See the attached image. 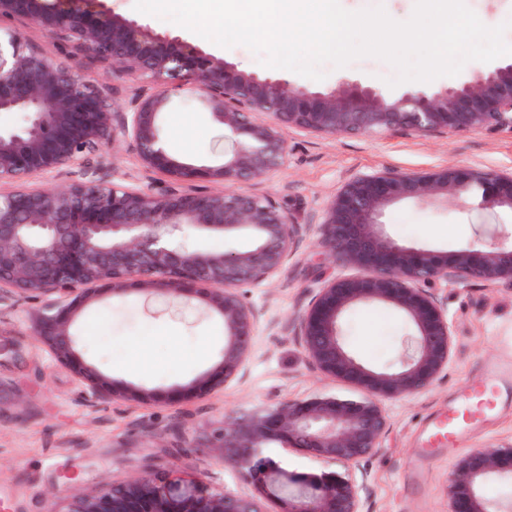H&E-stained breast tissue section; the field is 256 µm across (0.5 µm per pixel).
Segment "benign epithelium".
Wrapping results in <instances>:
<instances>
[{
  "label": "benign epithelium",
  "instance_id": "7a95c632",
  "mask_svg": "<svg viewBox=\"0 0 512 512\" xmlns=\"http://www.w3.org/2000/svg\"><path fill=\"white\" fill-rule=\"evenodd\" d=\"M20 16L43 26L68 49L70 62L47 54L18 29L0 28V113L25 112L24 126L0 128V306L31 300L28 338L69 368L90 404L148 406L155 390L110 379L78 358V323L105 295L131 287L146 297L186 299L220 319L224 344L213 369L183 389L184 397L219 392L241 378L254 348L261 311L240 289L272 279L295 253L299 225L273 197L237 189L282 168L283 128L324 136L406 128L420 134L512 129V59L480 68L451 86H411L389 94L343 78L312 88L262 77L207 54L190 42L154 33L109 8L105 0H0V19ZM106 63L112 80L144 76L154 85L129 109L111 105L97 77L75 62ZM190 85L230 142L221 163L197 165L171 156L162 120L172 91ZM135 145L138 164L165 177L155 192L104 184L89 176V155ZM76 176L58 187L38 176ZM221 186L202 190L193 182ZM512 210V174L443 167L424 173L359 175L325 205L319 244L360 276L325 282L298 318L295 340L309 362L354 393H318L240 414L213 436L217 459L243 474L250 494L215 492L201 479L146 466L134 477L73 495L45 512H371L362 496V462L388 430L384 402L429 389L448 369L454 326L426 284L472 279L512 283V241L481 250L468 243L438 255L402 245L385 230L388 207L450 198ZM197 233L246 235L243 251L214 253L192 244ZM364 304L388 306L408 320L411 348L395 370H373L343 344L345 315ZM299 448L343 471L288 472L268 455ZM512 479V441L466 455L450 478L449 512H496L483 492Z\"/></svg>",
  "mask_w": 512,
  "mask_h": 512
}]
</instances>
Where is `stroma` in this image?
Masks as SVG:
<instances>
[{
  "instance_id": "obj_1",
  "label": "stroma",
  "mask_w": 512,
  "mask_h": 512,
  "mask_svg": "<svg viewBox=\"0 0 512 512\" xmlns=\"http://www.w3.org/2000/svg\"><path fill=\"white\" fill-rule=\"evenodd\" d=\"M120 14L154 32L182 37L239 69L270 75L258 54L246 47H219L195 33L135 10L134 0H108ZM326 82L345 76L385 84L395 69L364 57L345 67L323 64ZM167 113L168 152L215 164L224 149V129L190 88L175 91ZM286 165L245 191L269 195L300 224L296 253L271 280L243 288L245 301L263 317L243 378L223 391L183 399L180 390L211 369L222 345L221 322L204 309H168L146 303L138 292L120 302L102 300L89 309L79 330V354L116 381L163 391L151 406L124 403L90 406L72 372L42 349L30 347L28 364L0 368V512H43L45 501L65 484L78 495L137 475L143 466L202 478L214 490L248 494L252 486L233 467L222 464L211 447L229 417L285 399L303 400L323 391L349 393L343 382L318 371L294 339L298 316L318 288L351 270L334 264L318 243V226L327 202L352 178L373 172L427 173L442 167L512 174V130L417 134L396 129L382 134L324 136L284 128ZM96 179L107 184L160 187L164 177L136 163V149L125 144L89 158ZM387 233L406 246L438 252L459 244L483 245L487 225L512 227V211L475 198L461 205L400 202L385 216ZM455 325L453 358L428 390L385 401L389 427L380 448L366 463L363 493L372 512H448L453 467L462 456L512 439V284L472 280L462 288L434 285ZM410 332L406 319L381 305L349 312L344 344L375 370L400 365ZM151 363L141 372L130 365L141 344ZM207 356H200L201 346ZM493 377L489 411L474 415L449 440H436V424L459 407L472 385ZM180 435H172V427Z\"/></svg>"
}]
</instances>
